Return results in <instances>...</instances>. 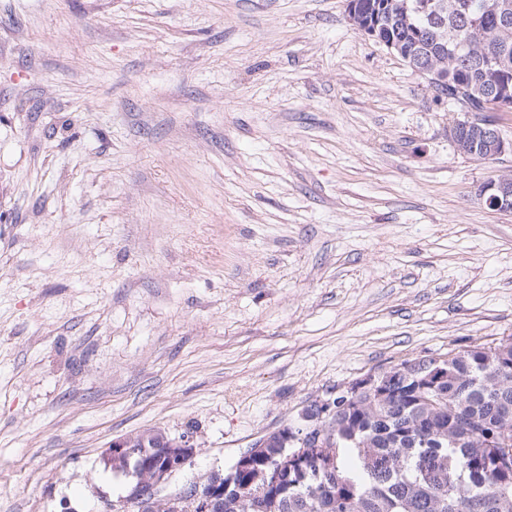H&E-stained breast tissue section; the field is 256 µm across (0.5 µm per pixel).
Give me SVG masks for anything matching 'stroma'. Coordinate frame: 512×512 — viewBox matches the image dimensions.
Here are the masks:
<instances>
[{
  "mask_svg": "<svg viewBox=\"0 0 512 512\" xmlns=\"http://www.w3.org/2000/svg\"><path fill=\"white\" fill-rule=\"evenodd\" d=\"M345 0H0V512H102L112 440L166 492L315 399L512 336V154ZM448 136L457 149L477 161L490 162L512 153V140L504 138L494 123L456 122L448 126ZM485 204L504 213L512 212V177L508 175H491L481 186L479 194Z\"/></svg>",
  "mask_w": 512,
  "mask_h": 512,
  "instance_id": "stroma-1",
  "label": "stroma"
}]
</instances>
